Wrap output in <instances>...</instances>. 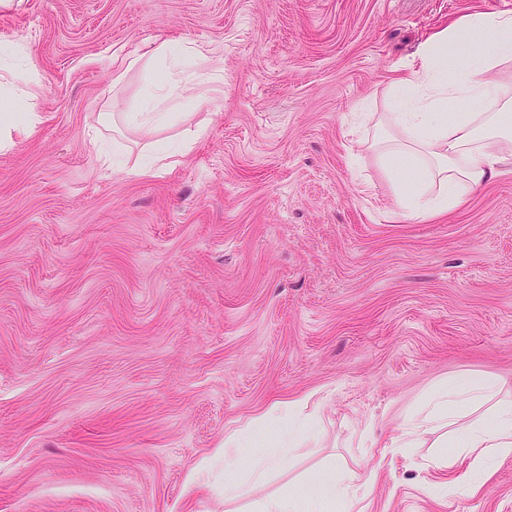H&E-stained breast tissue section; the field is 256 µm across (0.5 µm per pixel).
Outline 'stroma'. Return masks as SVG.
Listing matches in <instances>:
<instances>
[{
  "mask_svg": "<svg viewBox=\"0 0 512 512\" xmlns=\"http://www.w3.org/2000/svg\"><path fill=\"white\" fill-rule=\"evenodd\" d=\"M512 0H23L35 134L0 151V512H247L188 474L243 422L315 395V452L264 492L370 473L336 512H512V458L458 494L403 414L468 372L512 387V158L463 208L400 220L352 128L393 67ZM206 128L173 166L113 173L105 112L141 105L122 60L155 39Z\"/></svg>",
  "mask_w": 512,
  "mask_h": 512,
  "instance_id": "35a3bbf8",
  "label": "stroma"
}]
</instances>
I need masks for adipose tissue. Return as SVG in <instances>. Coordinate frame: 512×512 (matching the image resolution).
<instances>
[{"label": "adipose tissue", "instance_id": "1", "mask_svg": "<svg viewBox=\"0 0 512 512\" xmlns=\"http://www.w3.org/2000/svg\"><path fill=\"white\" fill-rule=\"evenodd\" d=\"M191 45L155 40L130 66L145 65L155 77L147 83L141 107L120 113L118 127L145 133L188 118L196 98H187L181 112L161 111L167 99L168 77L200 59ZM0 149L14 147V134L32 135L39 118L27 105L13 71L0 75ZM376 130L373 142L378 170L390 189L397 213L405 218L448 214L498 174L497 164L512 153V12H474L448 25L422 43L403 64L387 89L383 108L365 115ZM200 129L186 130L179 139H155L148 160L131 167L134 175L148 173L189 151ZM306 401L289 403L287 420L268 453L240 474L230 456L243 440L264 435L275 419L268 413L248 421L224 439V497L233 500L263 486L271 471L285 467L306 444L311 418ZM402 447L418 448L423 430L443 431L436 445L448 449L449 466H462L452 483L457 492L472 495L482 475L496 462L512 457V396L498 380L477 373L430 389L421 408L405 419Z\"/></svg>", "mask_w": 512, "mask_h": 512}]
</instances>
